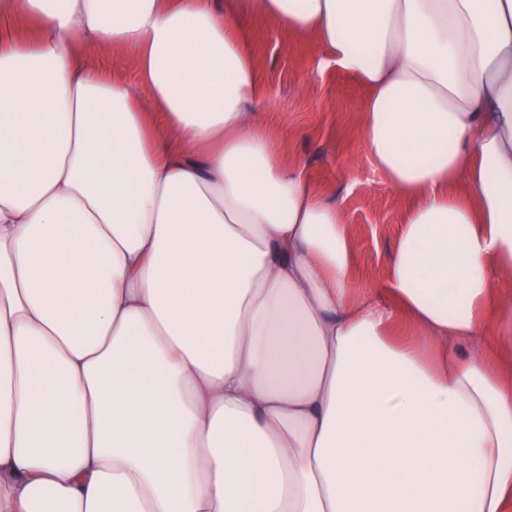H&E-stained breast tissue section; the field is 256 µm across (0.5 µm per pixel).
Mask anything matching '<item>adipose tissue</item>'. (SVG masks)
Segmentation results:
<instances>
[{"instance_id": "obj_1", "label": "adipose tissue", "mask_w": 512, "mask_h": 512, "mask_svg": "<svg viewBox=\"0 0 512 512\" xmlns=\"http://www.w3.org/2000/svg\"><path fill=\"white\" fill-rule=\"evenodd\" d=\"M245 17L366 90L378 287ZM0 512H512V0H0ZM87 60L94 65H107L113 72L123 75L129 83L135 81V65L131 54L111 48L84 47Z\"/></svg>"}]
</instances>
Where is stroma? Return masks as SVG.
I'll return each mask as SVG.
<instances>
[{
	"label": "stroma",
	"instance_id": "1",
	"mask_svg": "<svg viewBox=\"0 0 512 512\" xmlns=\"http://www.w3.org/2000/svg\"><path fill=\"white\" fill-rule=\"evenodd\" d=\"M242 27L265 86L257 111L275 129L286 160L306 163L324 190L343 198L357 279L376 287L409 201L371 167L358 112L365 89L349 75L319 69L310 38L252 18Z\"/></svg>",
	"mask_w": 512,
	"mask_h": 512
}]
</instances>
